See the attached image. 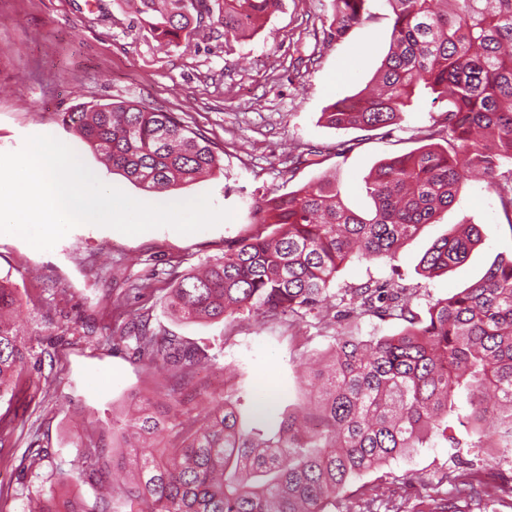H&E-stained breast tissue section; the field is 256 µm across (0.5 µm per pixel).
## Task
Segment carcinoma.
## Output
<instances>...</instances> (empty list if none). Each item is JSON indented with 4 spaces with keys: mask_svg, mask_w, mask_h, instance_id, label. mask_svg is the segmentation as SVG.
<instances>
[{
    "mask_svg": "<svg viewBox=\"0 0 512 512\" xmlns=\"http://www.w3.org/2000/svg\"><path fill=\"white\" fill-rule=\"evenodd\" d=\"M137 20L162 46L193 38L203 18L224 28V43L252 34L280 0H130ZM373 0H332L324 23L340 40L372 17ZM393 23L376 87L333 103L324 113L338 129L397 125L423 87L446 103L429 144L380 163L364 182L368 215L347 207L336 179L323 177L258 207L268 236L238 240L201 272L178 276L173 314L189 322L248 315L258 321L306 317L357 323L395 318L390 336L336 337L328 369L315 376L318 407L277 412L257 390L245 423L233 400L181 427L149 405L134 422H112L126 450L112 468L134 465L133 478L101 494L91 509L59 474L42 512H340L350 482L442 437L463 447L451 419L471 425L470 448H512V259L492 264L468 287L438 299L421 317L413 288L393 276L336 291L339 267L357 257L398 260L402 245L453 204L461 173L479 175L497 193L512 225V0H382ZM115 171L163 192L221 170L220 147L174 112L135 101L81 103L63 113ZM476 224H457L421 257L434 277L464 265L481 244ZM17 302L0 278V400L31 363V349L3 313ZM135 350L154 368L179 372L209 358L181 336L136 326ZM175 432L179 448H148ZM104 446L83 450L79 478L103 484ZM462 491L492 498L495 484L462 481Z\"/></svg>",
    "mask_w": 512,
    "mask_h": 512,
    "instance_id": "cac0c4a2",
    "label": "carcinoma"
}]
</instances>
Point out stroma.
Instances as JSON below:
<instances>
[{"mask_svg":"<svg viewBox=\"0 0 512 512\" xmlns=\"http://www.w3.org/2000/svg\"><path fill=\"white\" fill-rule=\"evenodd\" d=\"M331 0H280L261 33L231 44L223 29L203 22L191 47L160 46L128 7L116 0H0V152L27 137L51 135L71 147L105 184L146 203L165 204L210 194L233 220L192 234L164 227L130 236L84 224L52 250L0 234V277L16 288L13 315L33 354L14 397L0 400L11 431L0 437V512H31L58 473H76L100 426L123 419L139 396L178 400L191 414L225 395L247 400L260 385L281 406L305 404L301 383L310 356L327 353L333 321L264 323L183 322L172 316L169 293L178 275L223 258L228 245L261 232L257 208L335 173L346 205L372 210L364 181L378 163L422 144L443 102L419 90L400 124L374 130L336 129L321 114L333 102L370 84L385 58L392 26L387 5L346 38L326 39ZM134 100L177 113L190 128L219 144L222 173L156 193L105 165L61 115L80 103ZM458 224L479 225L481 245L448 274L425 278L417 265L431 245ZM512 259V225L486 183L463 181L456 202L406 242L397 266L353 259L336 287L400 271L415 291L412 307L426 313L437 299L467 286L494 263ZM151 330L207 346L211 359L177 376L147 369L134 340L122 332L133 317ZM512 484V453L503 448H449L443 442L390 460L361 479L405 512H425L426 498L455 500L459 512H512L480 497L458 498L460 481Z\"/></svg>","mask_w":512,"mask_h":512,"instance_id":"obj_1","label":"stroma"}]
</instances>
